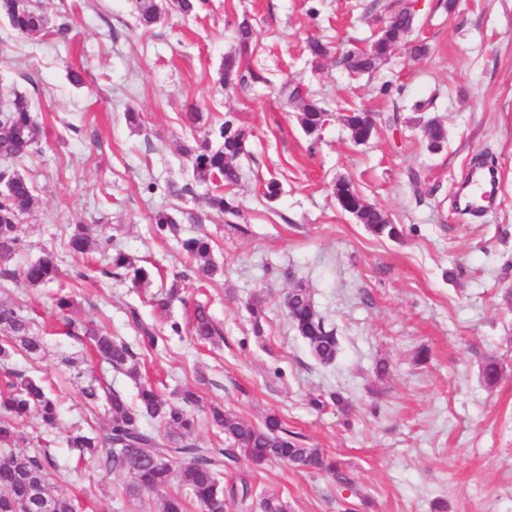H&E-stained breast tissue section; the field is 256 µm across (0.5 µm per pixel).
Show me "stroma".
I'll use <instances>...</instances> for the list:
<instances>
[{
  "instance_id": "1",
  "label": "stroma",
  "mask_w": 512,
  "mask_h": 512,
  "mask_svg": "<svg viewBox=\"0 0 512 512\" xmlns=\"http://www.w3.org/2000/svg\"><path fill=\"white\" fill-rule=\"evenodd\" d=\"M393 2L208 0L195 15L166 9L145 31L136 0H38L51 23H68L63 39L24 38L0 20V104L26 95L42 140L41 153L17 165L37 197L22 218L17 260L50 251L65 272L43 287L0 290V302L24 304L43 338L39 360L17 355L11 364L53 384L59 465L74 458L65 444L72 427L108 421L104 410L88 411L84 386L106 384L137 400L133 380L62 334L54 299L65 294L70 316L130 341L127 308L138 307L164 339L145 360L163 399L190 388L202 407L218 404L256 424L276 413L354 475L355 491H343L319 472L241 460L238 473L289 512H512V0H456L451 11L445 0H421L398 52L376 73L350 76L340 52L368 46ZM244 20L254 32L251 63L265 80L224 90L217 71ZM313 39L327 43L326 56H310ZM417 44L426 45L423 56H413ZM293 77L330 114L319 140L304 134L298 104L280 91ZM193 108L204 124L229 113L251 133L234 189L236 224L208 212L205 186L167 193L168 183L192 178L180 148L193 142L184 122ZM350 109L382 117L395 109L399 123L382 121L357 144L342 123ZM130 110L139 126L129 125ZM432 120L447 131L438 152L424 133ZM480 161L498 172L497 202L473 217L455 198ZM342 177L405 226L402 240L377 238L341 210L333 188ZM272 178L281 194L270 202L263 192ZM163 207L209 218L162 237L151 218ZM78 224L159 269L147 294L100 275V255L90 280L67 277L75 263L67 240ZM195 234L211 239L218 265L202 283L177 243ZM178 274L186 296L208 301L223 336L198 342L181 303L162 312L150 302ZM298 284L336 329L332 364L315 361L286 314ZM255 297L266 307L259 337L246 310ZM171 320L183 324L181 335H168ZM423 348L429 359L420 364ZM490 358L503 368L492 387L481 377ZM381 359L389 364L382 378ZM329 392L346 398L348 413L310 408L311 397ZM127 482L87 458L54 474L48 492L78 512H161V494L125 496Z\"/></svg>"
}]
</instances>
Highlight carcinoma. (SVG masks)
<instances>
[{
  "label": "carcinoma",
  "mask_w": 512,
  "mask_h": 512,
  "mask_svg": "<svg viewBox=\"0 0 512 512\" xmlns=\"http://www.w3.org/2000/svg\"><path fill=\"white\" fill-rule=\"evenodd\" d=\"M1 17L21 37L39 35L48 29L49 19L33 0H0ZM161 18L162 6L158 0H139L137 21L141 28L149 30ZM412 24L413 19L403 17L400 25L377 35L367 51L360 54L346 51L351 73H369L378 68L386 61L400 29ZM252 42L251 26L244 20L237 28V52L224 56L220 84L231 82L242 87L267 81L252 67L241 65L242 59L252 53ZM282 91L289 100L301 105L300 125L304 133L320 138L326 109L308 98L304 85L299 82H285ZM247 141V131L228 115L221 123L209 125L203 138L195 140V145L182 148L193 180L213 189L205 196L207 206L227 218L239 214L237 199L226 190L240 180L238 161L247 154ZM40 150V131L31 115V103L26 96L17 94L0 112V179H11L10 190L0 194L1 289L19 280L31 287L46 285L62 275L55 254L49 251L23 266L12 264L22 244L21 219L35 201L33 183L19 173L15 163ZM357 220L378 238L399 240L405 235L403 225L388 223L385 212L372 204L360 209ZM176 223V217L166 210L156 212L152 218V228L157 234L173 230ZM68 248L77 261L83 263L86 255L102 250V239L86 225L77 224ZM181 248L193 261L199 278H209L216 272L209 238L187 236L181 239ZM106 258L105 273L130 281L134 288L152 278L151 270L136 264L134 258L119 249ZM296 290L299 294L292 302L285 303L288 318L314 359L328 365L335 361L339 350L336 329L315 310L307 289L298 286ZM130 316L142 342L156 347L158 337L143 325L135 309H130ZM191 323L194 335L201 341L223 335L204 303H194ZM65 326L67 335L85 344L92 356L139 383L138 402L134 405L111 388L102 394L94 385L84 388L83 396L89 409L105 400L110 422L99 432L91 427H77L67 436L68 447L77 452L76 462L87 455L96 456L106 473L129 476L130 495L160 492L177 484L189 491L206 512L230 509L249 512L256 505L262 507V512H288V506L274 493L257 498L252 483L246 478L237 477L227 484L221 481V476L236 469L243 458L256 467L281 462L299 470L321 471L340 487L356 488L354 478L335 458L317 448L306 447L302 436L289 430L275 414L267 415L260 424H253L224 411L219 405H212L206 412V420L224 433V447L206 446L194 437L200 409L196 392L185 388L173 401L162 399L151 382L141 379L139 353L132 344L106 329L72 317L65 318ZM42 348L43 340L34 332L32 318L23 308L0 303V368L4 377L0 383V512H16L17 501L31 491L47 493L50 476L57 470L54 457L47 449L33 454L18 450L20 444L27 441L23 426L29 416L37 415L47 429L55 427L59 418L50 380L19 372L8 364L14 353L33 358ZM481 376L486 385H496L501 378L499 364L494 360L484 362ZM309 404L316 410L332 404L342 412L346 409L343 396L337 392L327 397L314 396ZM147 448L154 449L165 462L159 466L139 462L138 457Z\"/></svg>",
  "instance_id": "carcinoma-1"
}]
</instances>
